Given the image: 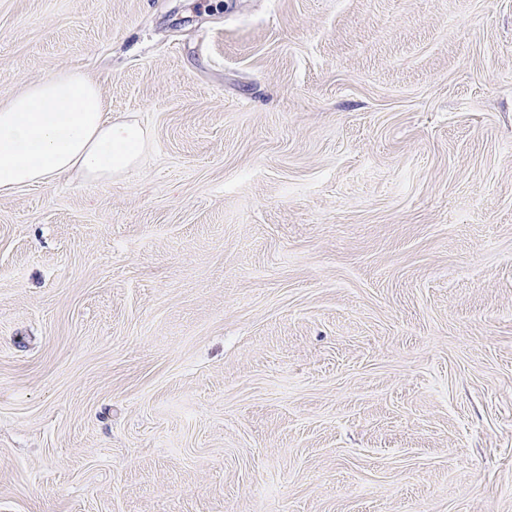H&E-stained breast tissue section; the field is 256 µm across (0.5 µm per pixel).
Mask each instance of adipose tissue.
I'll use <instances>...</instances> for the list:
<instances>
[{
	"mask_svg": "<svg viewBox=\"0 0 512 512\" xmlns=\"http://www.w3.org/2000/svg\"><path fill=\"white\" fill-rule=\"evenodd\" d=\"M148 144V130L112 116L84 72L55 73L0 101V194L73 173L112 180L137 166Z\"/></svg>",
	"mask_w": 512,
	"mask_h": 512,
	"instance_id": "1",
	"label": "adipose tissue"
}]
</instances>
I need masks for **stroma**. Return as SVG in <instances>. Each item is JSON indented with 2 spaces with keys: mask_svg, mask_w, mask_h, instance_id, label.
<instances>
[{
  "mask_svg": "<svg viewBox=\"0 0 512 512\" xmlns=\"http://www.w3.org/2000/svg\"><path fill=\"white\" fill-rule=\"evenodd\" d=\"M152 136L0 195V512H512V0H0V99Z\"/></svg>",
  "mask_w": 512,
  "mask_h": 512,
  "instance_id": "1",
  "label": "stroma"
}]
</instances>
